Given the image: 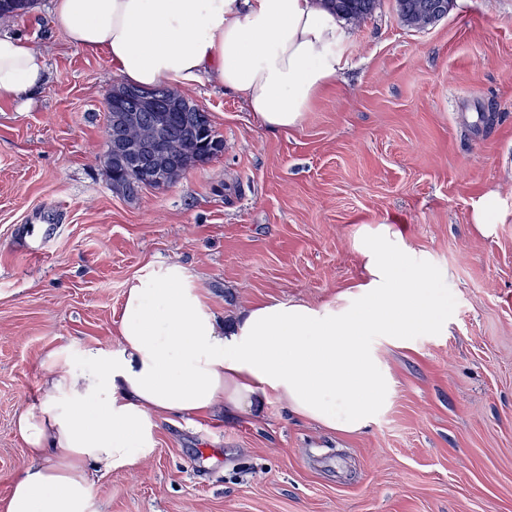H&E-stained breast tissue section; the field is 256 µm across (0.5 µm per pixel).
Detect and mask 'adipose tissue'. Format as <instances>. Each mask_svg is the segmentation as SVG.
Returning a JSON list of instances; mask_svg holds the SVG:
<instances>
[{"instance_id": "1", "label": "adipose tissue", "mask_w": 512, "mask_h": 512, "mask_svg": "<svg viewBox=\"0 0 512 512\" xmlns=\"http://www.w3.org/2000/svg\"><path fill=\"white\" fill-rule=\"evenodd\" d=\"M51 17L127 85L209 79L275 131L297 128L343 68L342 31L323 0H52ZM45 75L31 42L0 31V99L27 107ZM355 247L369 277L343 303L263 301L226 324L182 265L134 274L116 346L45 355L41 396L14 422L30 464L0 512H98L97 476L151 459L164 416L221 406L257 419L279 402L343 435L370 427L391 395L376 339L408 345L447 314L429 294L433 266L389 227L364 229Z\"/></svg>"}]
</instances>
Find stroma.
<instances>
[{
  "label": "stroma",
  "instance_id": "stroma-1",
  "mask_svg": "<svg viewBox=\"0 0 512 512\" xmlns=\"http://www.w3.org/2000/svg\"><path fill=\"white\" fill-rule=\"evenodd\" d=\"M37 5L0 22L46 64L28 107L0 102V500L29 464L13 422L44 355L113 340L140 269L180 263L223 319L317 305L365 278L354 239L385 224L430 259L448 330L378 342L394 389L378 422L342 436L277 403L164 417L152 459L99 476V510L512 512V0H452L425 30L381 0L342 24L336 86L288 132L215 82L186 88L224 151L133 199L105 165L122 79ZM489 194L487 235L473 215Z\"/></svg>",
  "mask_w": 512,
  "mask_h": 512
}]
</instances>
